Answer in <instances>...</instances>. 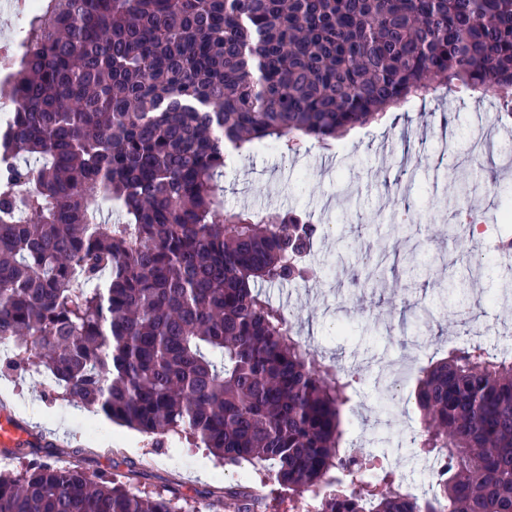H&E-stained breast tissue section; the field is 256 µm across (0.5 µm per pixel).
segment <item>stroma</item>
<instances>
[{
  "label": "stroma",
  "instance_id": "stroma-1",
  "mask_svg": "<svg viewBox=\"0 0 512 512\" xmlns=\"http://www.w3.org/2000/svg\"><path fill=\"white\" fill-rule=\"evenodd\" d=\"M494 97L439 96L376 116L335 141L332 149L307 140L284 156L273 145L239 155L227 171L224 206L302 214L316 224H336L333 237L318 238L309 259L323 270L319 281L265 286L270 301L286 308L296 328L325 360L348 367L365 363L360 412L344 410L346 437L364 455L393 456L392 487L418 474L421 414H393L391 428L363 429L382 397L380 370L414 363L424 368L447 356L455 342L487 327L484 342L512 347V267L477 254L503 230L501 213L512 208V122L495 119ZM473 172L470 205L486 210L483 229L471 235L459 223L452 165ZM498 196L487 199L485 186ZM386 255L374 287H352L359 255ZM471 279L463 301L442 303L441 282ZM0 404L32 432L28 459L65 465L69 449H83L81 467L91 475L127 474L126 487L140 495L177 489L188 512H236L216 501V488L242 484L263 491L265 512H301L307 493L275 490L266 467L228 465L184 437L149 436L77 408L47 388L41 375L0 369Z\"/></svg>",
  "mask_w": 512,
  "mask_h": 512
}]
</instances>
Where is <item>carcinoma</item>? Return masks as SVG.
Returning a JSON list of instances; mask_svg holds the SVG:
<instances>
[{"instance_id":"cac0c4a2","label":"carcinoma","mask_w":512,"mask_h":512,"mask_svg":"<svg viewBox=\"0 0 512 512\" xmlns=\"http://www.w3.org/2000/svg\"><path fill=\"white\" fill-rule=\"evenodd\" d=\"M0 341L6 368L230 465H272L316 512H359L341 412L361 373L327 364L260 286L307 282L322 225L227 210L224 145L327 143L433 96L512 111V0H47L0 62ZM421 447L451 459L426 499L372 512H512V359L457 348L415 390ZM255 512L247 486L216 499ZM78 463L0 471V512H184Z\"/></svg>"}]
</instances>
